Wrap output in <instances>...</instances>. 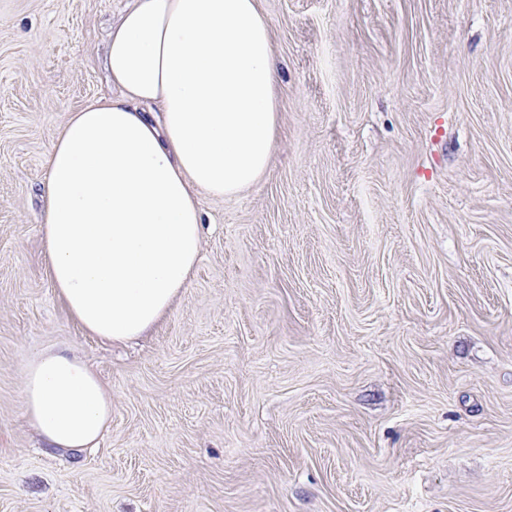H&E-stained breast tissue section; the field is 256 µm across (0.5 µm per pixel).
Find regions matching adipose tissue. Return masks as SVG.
I'll return each instance as SVG.
<instances>
[{
	"label": "adipose tissue",
	"mask_w": 512,
	"mask_h": 512,
	"mask_svg": "<svg viewBox=\"0 0 512 512\" xmlns=\"http://www.w3.org/2000/svg\"><path fill=\"white\" fill-rule=\"evenodd\" d=\"M115 89L71 113L47 158L41 230L56 293L114 344L161 322L200 254V194L235 197L265 174L277 63L256 0H132L112 29ZM25 414L48 447H94L112 394L52 349L23 370Z\"/></svg>",
	"instance_id": "ef3b65f1"
}]
</instances>
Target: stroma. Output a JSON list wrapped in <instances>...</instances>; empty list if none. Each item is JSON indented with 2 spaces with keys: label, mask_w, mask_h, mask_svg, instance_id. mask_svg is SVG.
<instances>
[{
  "label": "stroma",
  "mask_w": 512,
  "mask_h": 512,
  "mask_svg": "<svg viewBox=\"0 0 512 512\" xmlns=\"http://www.w3.org/2000/svg\"><path fill=\"white\" fill-rule=\"evenodd\" d=\"M128 2L0 0V512H512V0H257L270 166L200 196L190 287L115 347L57 296L40 214ZM50 347L112 393L97 447L24 417Z\"/></svg>",
  "instance_id": "stroma-1"
}]
</instances>
